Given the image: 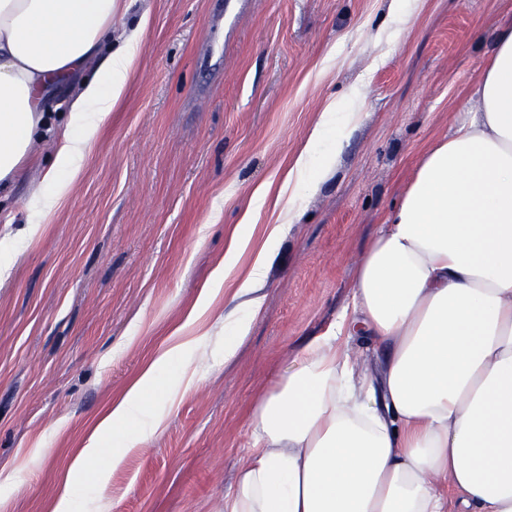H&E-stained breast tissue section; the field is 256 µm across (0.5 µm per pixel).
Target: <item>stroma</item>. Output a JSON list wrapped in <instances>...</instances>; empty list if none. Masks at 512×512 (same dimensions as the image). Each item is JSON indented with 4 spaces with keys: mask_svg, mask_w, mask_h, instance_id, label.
<instances>
[{
    "mask_svg": "<svg viewBox=\"0 0 512 512\" xmlns=\"http://www.w3.org/2000/svg\"><path fill=\"white\" fill-rule=\"evenodd\" d=\"M144 12L126 91L59 206L30 232L66 127L64 92L47 96L50 131L0 194V512H52L69 477L72 512H222L251 405L336 321L357 260L422 156L475 109L468 89L490 22L512 0H423L403 25L391 0H128L123 21ZM356 85L363 101L348 124ZM333 101L314 186L289 181ZM278 223L263 310L225 362L224 327L247 315L231 294L253 259L232 242L247 231L260 243ZM180 343L160 379L188 378L189 389L157 397L162 427L100 483L111 439L92 466L81 448L113 400Z\"/></svg>",
    "mask_w": 512,
    "mask_h": 512,
    "instance_id": "1",
    "label": "stroma"
}]
</instances>
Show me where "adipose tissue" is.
I'll return each instance as SVG.
<instances>
[{
  "instance_id": "1",
  "label": "adipose tissue",
  "mask_w": 512,
  "mask_h": 512,
  "mask_svg": "<svg viewBox=\"0 0 512 512\" xmlns=\"http://www.w3.org/2000/svg\"><path fill=\"white\" fill-rule=\"evenodd\" d=\"M121 9L0 0V188L48 128L45 97L79 84L34 196L39 217L59 205L125 92L149 17L117 33ZM471 96L476 111L436 139L357 261L350 307L253 404L223 512H512V21L495 26ZM281 231L268 228L238 281L249 316L225 329V359L262 310ZM357 333L379 352L377 373L361 371ZM181 351H163L113 402L82 457L114 432L118 467L158 429L157 371Z\"/></svg>"
}]
</instances>
